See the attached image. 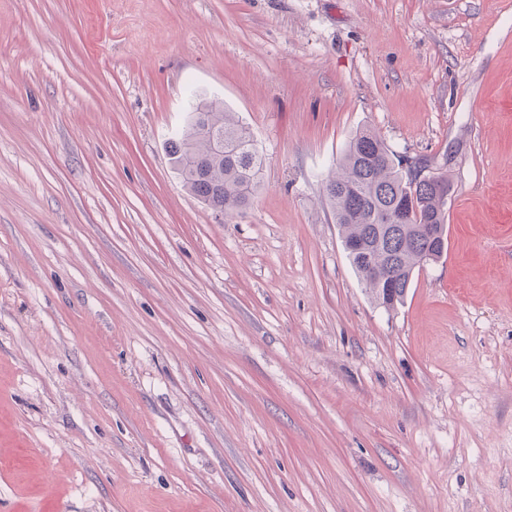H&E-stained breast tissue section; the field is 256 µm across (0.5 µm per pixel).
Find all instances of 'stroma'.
<instances>
[{
  "label": "stroma",
  "mask_w": 512,
  "mask_h": 512,
  "mask_svg": "<svg viewBox=\"0 0 512 512\" xmlns=\"http://www.w3.org/2000/svg\"><path fill=\"white\" fill-rule=\"evenodd\" d=\"M193 92L265 159L229 224ZM362 130L455 188L391 312ZM0 512H512V0H0ZM192 97L183 133L169 141L170 159L184 186L227 220L251 204L264 158L236 112L218 99Z\"/></svg>",
  "instance_id": "stroma-1"
}]
</instances>
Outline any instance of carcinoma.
I'll return each mask as SVG.
<instances>
[{"mask_svg":"<svg viewBox=\"0 0 512 512\" xmlns=\"http://www.w3.org/2000/svg\"><path fill=\"white\" fill-rule=\"evenodd\" d=\"M184 186L228 219L249 206L261 186L264 158L237 113L218 99L193 95L181 136L169 141ZM348 259L373 301L391 310L404 302L425 253L440 259L448 234L431 240L424 224L448 223L445 192L403 171L375 133L355 134L324 186Z\"/></svg>","mask_w":512,"mask_h":512,"instance_id":"cac0c4a2","label":"carcinoma"}]
</instances>
